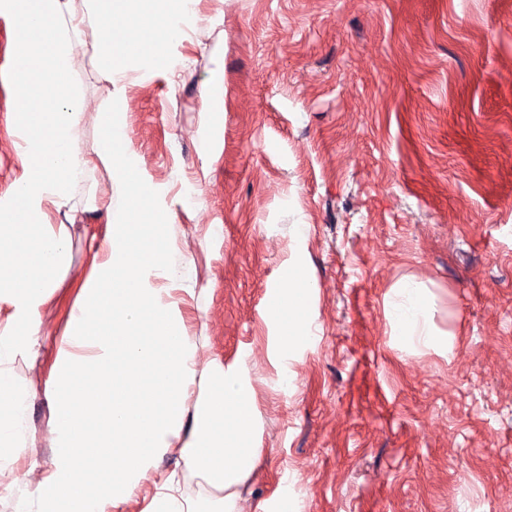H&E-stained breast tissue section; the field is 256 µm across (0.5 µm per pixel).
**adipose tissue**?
Wrapping results in <instances>:
<instances>
[{"mask_svg": "<svg viewBox=\"0 0 512 512\" xmlns=\"http://www.w3.org/2000/svg\"><path fill=\"white\" fill-rule=\"evenodd\" d=\"M105 129L97 158L112 173L121 221L111 227L106 259L73 318L72 350L55 375L50 471L27 512H116L180 437L185 468L222 492L219 512H240L242 489L261 456L251 443L244 370H225L210 382L192 431H185L182 406L196 383L195 346L144 285L147 271L170 267L168 233L162 224L132 223L152 192L124 156L119 127L109 122ZM430 310L423 289L406 283L390 311L393 335L434 345L436 336L417 328Z\"/></svg>", "mask_w": 512, "mask_h": 512, "instance_id": "ef3b65f1", "label": "adipose tissue"}]
</instances>
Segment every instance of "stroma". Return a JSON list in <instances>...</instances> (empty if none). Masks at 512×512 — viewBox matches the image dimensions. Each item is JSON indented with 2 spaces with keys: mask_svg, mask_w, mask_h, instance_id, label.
Listing matches in <instances>:
<instances>
[{
  "mask_svg": "<svg viewBox=\"0 0 512 512\" xmlns=\"http://www.w3.org/2000/svg\"><path fill=\"white\" fill-rule=\"evenodd\" d=\"M185 31L167 69L112 77L93 26L73 36L81 165L71 208L47 210L68 264L38 356L5 364L27 399L0 512L49 468L57 359L109 231L95 151L113 109L152 190L138 220L166 224L176 269L147 287L197 369H248L262 456L243 512H512V0H198ZM15 41L0 11V202L28 171ZM291 269L310 327L288 343L270 302ZM405 281L447 349L392 336ZM171 475L197 494L167 454L122 512Z\"/></svg>",
  "mask_w": 512,
  "mask_h": 512,
  "instance_id": "obj_1",
  "label": "stroma"
}]
</instances>
